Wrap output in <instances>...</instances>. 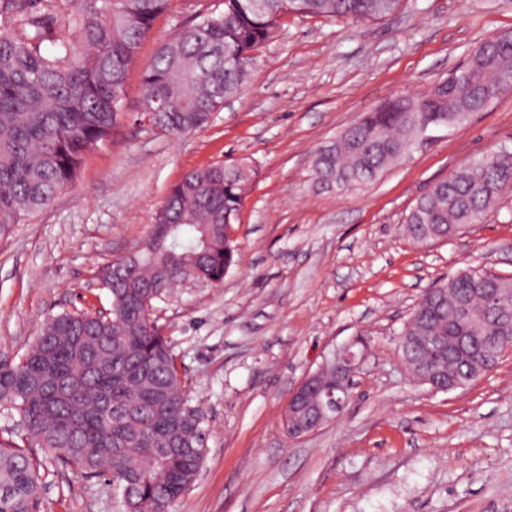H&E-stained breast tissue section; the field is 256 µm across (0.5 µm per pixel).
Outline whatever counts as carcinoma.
<instances>
[{
	"label": "carcinoma",
	"mask_w": 512,
	"mask_h": 512,
	"mask_svg": "<svg viewBox=\"0 0 512 512\" xmlns=\"http://www.w3.org/2000/svg\"><path fill=\"white\" fill-rule=\"evenodd\" d=\"M170 0H0V239L74 183L86 151L112 138L125 82L141 44ZM224 0V11L184 25L159 42L143 67L137 112L162 131L190 133L245 87L253 52L288 13L380 21L402 0ZM512 82V33L487 38L465 66L428 94L404 93L368 112L319 151L320 183L349 191L403 158L425 129L450 127L484 111ZM256 169L239 158L188 172L157 209L154 228L125 259L101 268L108 309L50 318L21 357L0 359V409L18 416L22 442L87 478L107 476L124 512H169L193 483L206 454L205 416L192 403L176 355L151 319L154 303L183 279L220 283L237 264L226 225L238 219ZM512 188V151L471 162L436 182L409 210L417 242L479 223ZM490 278L479 269L427 295L443 319L410 316L402 335L440 336L448 347L400 350L429 360L453 391L499 364L501 327L512 325V292L494 308L475 296ZM472 298L482 314L457 318ZM462 336H479L463 344ZM42 463L0 443V512H39Z\"/></svg>",
	"instance_id": "carcinoma-1"
}]
</instances>
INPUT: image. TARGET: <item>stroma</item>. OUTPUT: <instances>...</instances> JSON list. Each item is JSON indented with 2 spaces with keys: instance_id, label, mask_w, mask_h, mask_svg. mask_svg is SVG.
Masks as SVG:
<instances>
[{
  "instance_id": "stroma-1",
  "label": "stroma",
  "mask_w": 512,
  "mask_h": 512,
  "mask_svg": "<svg viewBox=\"0 0 512 512\" xmlns=\"http://www.w3.org/2000/svg\"><path fill=\"white\" fill-rule=\"evenodd\" d=\"M224 8L170 0L129 72L128 112L79 178L0 240V357H20L57 314L109 307L99 267L151 234L191 170L249 158L258 170L222 283L187 280L153 311L195 403L206 456L170 512H512V353L463 389L406 375L397 341L427 288L476 267L512 274V194L446 240L417 243L409 209L472 158L512 150V88L434 132L354 191L319 183L316 153L397 94L424 91L488 37L512 0H402L378 22L291 14L256 53L245 89L188 134L132 119L159 40ZM368 357L336 422L301 438L288 393L356 337ZM40 512H122L111 481L46 462Z\"/></svg>"
}]
</instances>
